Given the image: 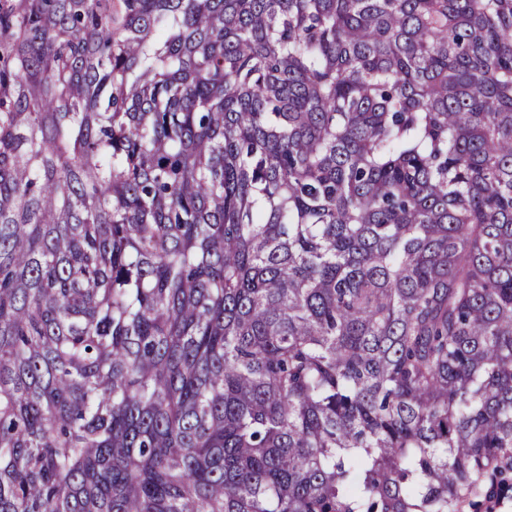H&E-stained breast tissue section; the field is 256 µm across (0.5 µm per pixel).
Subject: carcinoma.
Wrapping results in <instances>:
<instances>
[{
    "label": "carcinoma",
    "mask_w": 512,
    "mask_h": 512,
    "mask_svg": "<svg viewBox=\"0 0 512 512\" xmlns=\"http://www.w3.org/2000/svg\"><path fill=\"white\" fill-rule=\"evenodd\" d=\"M511 472L512 0H0V512Z\"/></svg>",
    "instance_id": "obj_1"
}]
</instances>
